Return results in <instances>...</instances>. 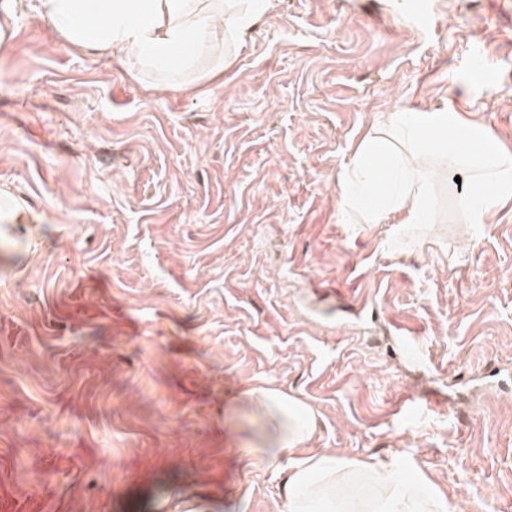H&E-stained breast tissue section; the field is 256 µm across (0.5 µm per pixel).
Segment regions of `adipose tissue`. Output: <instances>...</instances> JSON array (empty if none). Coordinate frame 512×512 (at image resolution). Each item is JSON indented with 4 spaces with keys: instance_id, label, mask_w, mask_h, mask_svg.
<instances>
[{
    "instance_id": "adipose-tissue-1",
    "label": "adipose tissue",
    "mask_w": 512,
    "mask_h": 512,
    "mask_svg": "<svg viewBox=\"0 0 512 512\" xmlns=\"http://www.w3.org/2000/svg\"><path fill=\"white\" fill-rule=\"evenodd\" d=\"M271 0H39L41 17L70 45L110 57L132 78L179 75L201 57L223 72L224 45L242 40ZM455 160L469 177V217L475 228L494 198L512 199V155L483 127L447 109L390 113L380 135L366 137L342 174L339 208L345 223L402 225L429 220L427 174ZM260 429L244 449L275 461L309 442L313 410L275 390L249 393ZM286 512H447L444 495L411 467L319 453L288 466Z\"/></svg>"
}]
</instances>
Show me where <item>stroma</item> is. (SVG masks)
<instances>
[{"label": "stroma", "instance_id": "stroma-1", "mask_svg": "<svg viewBox=\"0 0 512 512\" xmlns=\"http://www.w3.org/2000/svg\"><path fill=\"white\" fill-rule=\"evenodd\" d=\"M429 2L425 31L416 0H274L221 76L138 81L0 0V189L44 217L0 223V512H279L321 452L512 512V201L476 231L441 166L403 234L339 208L391 112L448 107L512 152V0L463 29ZM374 284L378 315L344 306ZM254 387L313 409L306 447L240 451Z\"/></svg>", "mask_w": 512, "mask_h": 512}]
</instances>
